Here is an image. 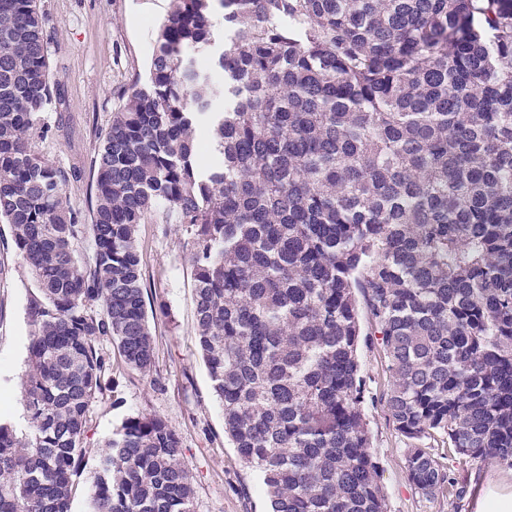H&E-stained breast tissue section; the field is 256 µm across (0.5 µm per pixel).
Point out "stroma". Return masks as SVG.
Instances as JSON below:
<instances>
[{
  "mask_svg": "<svg viewBox=\"0 0 512 512\" xmlns=\"http://www.w3.org/2000/svg\"><path fill=\"white\" fill-rule=\"evenodd\" d=\"M49 38V63L57 89L41 115L37 152L66 175L63 200L91 210L94 160L107 124L134 82L144 78L168 0H40ZM184 225L166 223L155 208L138 228L147 313L154 340L151 371L129 367L111 338L98 342L112 360L113 388L89 408L85 462L71 498V512H89L97 463L123 422L140 414L158 416L177 433L181 460L192 482L194 512H266L262 481L242 463L224 437V413L199 354L193 268ZM43 296L12 232L0 220V419L18 430L27 423L21 405L33 330V308ZM359 360L369 398L364 405L372 448L381 474L387 512H474L477 485L512 474V468L462 456L449 457L442 438L421 447L448 464L466 491L460 500L428 498L406 474L408 440L396 430L381 402L389 384L382 354L362 337Z\"/></svg>",
  "mask_w": 512,
  "mask_h": 512,
  "instance_id": "stroma-1",
  "label": "stroma"
}]
</instances>
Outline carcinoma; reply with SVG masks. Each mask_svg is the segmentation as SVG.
Listing matches in <instances>:
<instances>
[{
  "label": "carcinoma",
  "mask_w": 512,
  "mask_h": 512,
  "mask_svg": "<svg viewBox=\"0 0 512 512\" xmlns=\"http://www.w3.org/2000/svg\"><path fill=\"white\" fill-rule=\"evenodd\" d=\"M53 92L39 0H0V219L44 298L28 432L0 421V512H70L100 337L151 370L137 231L158 205L186 227L198 345L268 512H386L363 313L399 433L512 466V0H172L89 224L33 143ZM406 464L422 495H462L431 449ZM91 512H194L165 420L124 422Z\"/></svg>",
  "instance_id": "1"
}]
</instances>
